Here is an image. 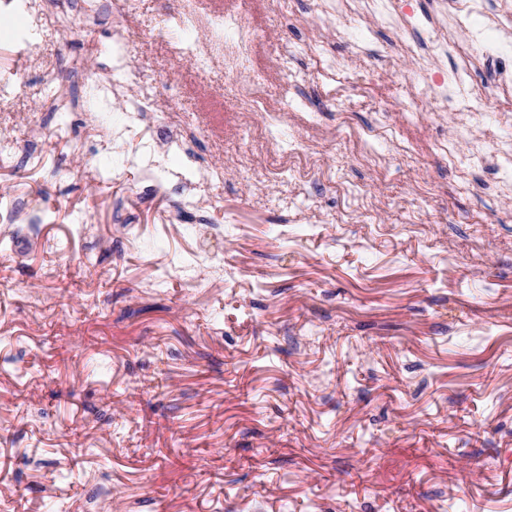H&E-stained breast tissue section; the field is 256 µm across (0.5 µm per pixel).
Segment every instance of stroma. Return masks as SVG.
<instances>
[{"label": "stroma", "mask_w": 512, "mask_h": 512, "mask_svg": "<svg viewBox=\"0 0 512 512\" xmlns=\"http://www.w3.org/2000/svg\"><path fill=\"white\" fill-rule=\"evenodd\" d=\"M493 2L462 33L485 46L478 82L512 49ZM7 19L0 512H89L102 486L99 512H512V191L435 156L447 111L398 112L417 79L391 31L367 55L349 15L318 56L298 0H141L85 37L49 28L29 57L28 16ZM163 27L203 33L205 65ZM118 29L175 88L192 149L163 153L167 171H224L192 207L143 195L140 167L113 179L138 137L87 150L123 102H84L82 71L112 79L94 48ZM60 93L76 108L50 111ZM373 121L400 166L362 161Z\"/></svg>", "instance_id": "1"}]
</instances>
